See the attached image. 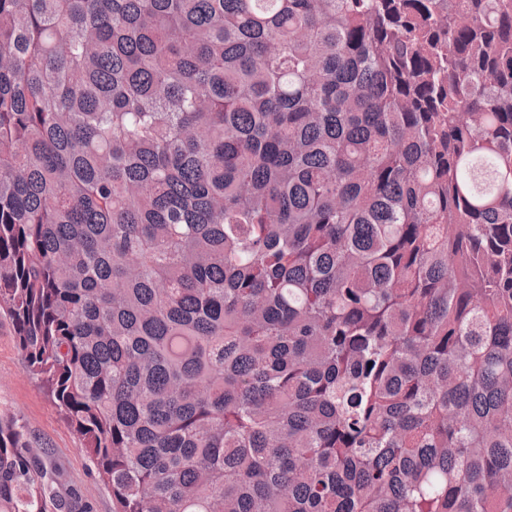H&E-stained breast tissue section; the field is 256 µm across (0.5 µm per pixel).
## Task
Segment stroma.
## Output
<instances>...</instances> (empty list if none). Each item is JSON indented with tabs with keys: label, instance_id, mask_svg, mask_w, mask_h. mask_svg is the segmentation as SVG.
<instances>
[{
	"label": "stroma",
	"instance_id": "35a3bbf8",
	"mask_svg": "<svg viewBox=\"0 0 512 512\" xmlns=\"http://www.w3.org/2000/svg\"><path fill=\"white\" fill-rule=\"evenodd\" d=\"M0 410L17 417L48 449L61 474V487L76 490L89 512H112V496L99 481L81 444L51 397L29 375L12 322L0 317Z\"/></svg>",
	"mask_w": 512,
	"mask_h": 512
}]
</instances>
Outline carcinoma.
Listing matches in <instances>:
<instances>
[{"label":"carcinoma","instance_id":"cac0c4a2","mask_svg":"<svg viewBox=\"0 0 512 512\" xmlns=\"http://www.w3.org/2000/svg\"><path fill=\"white\" fill-rule=\"evenodd\" d=\"M2 315L113 512H512V0H0Z\"/></svg>","mask_w":512,"mask_h":512}]
</instances>
